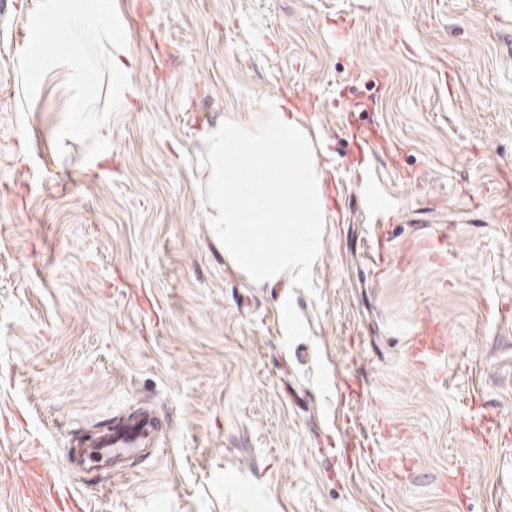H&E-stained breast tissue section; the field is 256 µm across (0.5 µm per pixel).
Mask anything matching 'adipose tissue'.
I'll list each match as a JSON object with an SVG mask.
<instances>
[{
    "mask_svg": "<svg viewBox=\"0 0 512 512\" xmlns=\"http://www.w3.org/2000/svg\"><path fill=\"white\" fill-rule=\"evenodd\" d=\"M113 0H40L39 14L56 20L35 52L22 61L28 82L40 83L59 64L55 45L91 37L111 48L120 36ZM71 113L57 132L72 139L96 126L90 103L99 93L93 64L80 58L72 70ZM196 178L205 192L208 222L225 258L257 284L283 275L304 281L323 239L325 174L305 126L283 98L264 100L249 123L225 119L206 126Z\"/></svg>",
    "mask_w": 512,
    "mask_h": 512,
    "instance_id": "adipose-tissue-1",
    "label": "adipose tissue"
}]
</instances>
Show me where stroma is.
<instances>
[{
    "label": "stroma",
    "instance_id": "stroma-1",
    "mask_svg": "<svg viewBox=\"0 0 512 512\" xmlns=\"http://www.w3.org/2000/svg\"><path fill=\"white\" fill-rule=\"evenodd\" d=\"M113 10L137 98L98 55L99 124L62 141L88 46L28 86L39 0H0V512H512V0ZM272 95L327 176L299 286L227 262L195 180L204 126ZM373 122L391 159L355 148ZM360 175L396 203L384 224L341 199ZM426 317L451 346L415 364ZM139 399L169 421L156 450L72 469V434Z\"/></svg>",
    "mask_w": 512,
    "mask_h": 512
}]
</instances>
